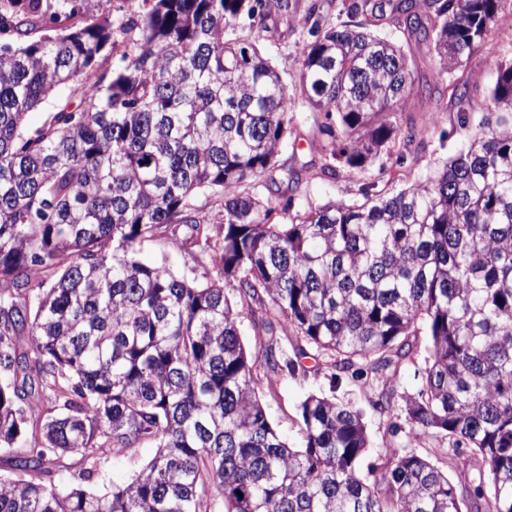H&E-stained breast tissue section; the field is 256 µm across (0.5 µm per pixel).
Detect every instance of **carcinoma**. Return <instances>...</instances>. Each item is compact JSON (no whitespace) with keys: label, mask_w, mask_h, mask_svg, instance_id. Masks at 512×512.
<instances>
[{"label":"carcinoma","mask_w":512,"mask_h":512,"mask_svg":"<svg viewBox=\"0 0 512 512\" xmlns=\"http://www.w3.org/2000/svg\"><path fill=\"white\" fill-rule=\"evenodd\" d=\"M96 0H0V512H470L439 467L386 450V492L360 470L362 415L323 393L297 406L288 442L256 391L261 328L276 374L330 383L355 371L375 406L397 405L418 439L475 471L484 512H512V60L496 64L488 132L433 177L364 202L294 205L302 173L277 164L298 102L241 21L265 24L292 0H143L114 20L80 21ZM502 0H388L394 25L452 74L489 34ZM306 21L301 101L324 114L317 177L368 173L396 152L414 166L420 133L393 121L414 90L407 53L358 26ZM43 26L50 35L37 40ZM132 44L104 69L114 37ZM80 96L39 127L28 111ZM460 125L485 103L454 86ZM290 195L261 198L258 178ZM222 199L215 224L190 204ZM171 226L208 258L199 283L138 257ZM53 280L44 285L41 273ZM291 333V349L277 332ZM424 337L422 385L387 370ZM50 412L28 434L27 408ZM145 441L158 453L110 494L83 488L98 460ZM80 456L62 490L53 457Z\"/></svg>","instance_id":"carcinoma-1"}]
</instances>
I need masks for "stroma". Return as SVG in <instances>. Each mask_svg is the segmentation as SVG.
Listing matches in <instances>:
<instances>
[{
	"mask_svg": "<svg viewBox=\"0 0 512 512\" xmlns=\"http://www.w3.org/2000/svg\"><path fill=\"white\" fill-rule=\"evenodd\" d=\"M348 2L349 0H296L293 23L280 22L269 25L268 29L257 28L251 32V39L255 40L259 50L279 69L289 91L295 92L299 89L302 60L297 46L310 39L309 27L305 23L309 6L319 5L325 22L333 26L350 19L346 11ZM510 57L512 0H502L496 21L485 42L455 75L440 73L438 64L427 48L410 47L408 58L413 71L414 94L404 112L398 113V122L403 126L420 124L425 102L431 100L440 105L433 122L428 126L429 134L424 139V159L420 166L408 170L399 167L395 158L391 157L378 161L366 175L344 169L336 179L312 180L307 195L297 196V204H304L308 199L320 204L336 199L356 200L361 196L362 185L367 182L375 183L377 189L385 191L401 188L417 179L428 178L463 148L470 134L477 131L481 120L480 115L476 114L472 116L467 127H460L459 104L450 87L452 79L465 82L472 99H487L495 82L497 61ZM323 120V114L312 111L308 106L298 107L293 134L282 149L279 162L296 169L303 167L318 170L327 145V139L320 131ZM140 256L143 260L166 265L175 274H185L201 282L215 275L212 266L198 263L194 250L190 246L176 244L169 233L144 242L140 248ZM319 390L335 391L337 398L351 403L362 412L369 437V448L362 466L369 469L370 481H380L384 473L386 449L406 446L447 470L454 483H463L464 478L455 469L452 460L438 453L437 440L416 439L400 411L383 413L376 409L373 405V392L363 381L345 378L334 388L331 387L328 373L324 370L304 381L287 375L275 377L262 370L257 373L260 401L273 423L292 440L299 436V402L309 392ZM156 452L155 443L145 442L133 449L127 457L103 456L98 462L99 476L90 483L91 490L105 493L113 487L125 484Z\"/></svg>",
	"mask_w": 512,
	"mask_h": 512,
	"instance_id": "35a3bbf8",
	"label": "stroma"
}]
</instances>
